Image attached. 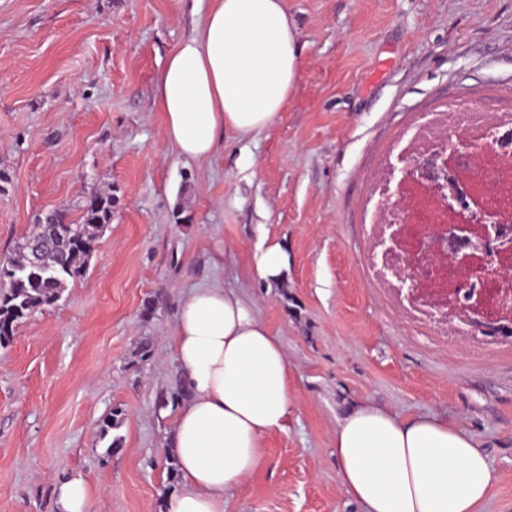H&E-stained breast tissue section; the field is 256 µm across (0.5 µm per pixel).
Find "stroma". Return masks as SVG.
Returning a JSON list of instances; mask_svg holds the SVG:
<instances>
[{
	"label": "stroma",
	"mask_w": 512,
	"mask_h": 512,
	"mask_svg": "<svg viewBox=\"0 0 512 512\" xmlns=\"http://www.w3.org/2000/svg\"><path fill=\"white\" fill-rule=\"evenodd\" d=\"M284 3L300 50L284 112L191 160L163 137L156 84L212 0H0V257L38 216L79 221L100 190L114 202L86 268L0 345V512H57L75 476L89 512H164L182 487L166 448L176 405L157 406L181 388L178 303L214 283L255 303L291 385L284 430L226 512H362L333 454L360 401L469 432L496 475L482 512H512V344L401 318L365 281L360 227L414 113L512 101V0ZM266 238L288 248L277 285L252 262Z\"/></svg>",
	"instance_id": "obj_1"
}]
</instances>
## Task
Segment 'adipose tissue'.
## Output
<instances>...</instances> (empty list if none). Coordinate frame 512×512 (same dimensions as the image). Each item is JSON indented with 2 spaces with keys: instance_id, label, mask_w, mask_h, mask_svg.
Here are the masks:
<instances>
[{
  "instance_id": "1",
  "label": "adipose tissue",
  "mask_w": 512,
  "mask_h": 512,
  "mask_svg": "<svg viewBox=\"0 0 512 512\" xmlns=\"http://www.w3.org/2000/svg\"><path fill=\"white\" fill-rule=\"evenodd\" d=\"M299 77L284 0H215L159 76L163 136L183 157H209L224 130L245 137L271 125ZM174 355L185 398L168 446L182 488L166 512H224L225 492L263 465L264 437L285 427L288 357L251 301L220 285L181 299ZM334 443L340 486L363 512H480L495 480L465 430L371 402L343 412Z\"/></svg>"
}]
</instances>
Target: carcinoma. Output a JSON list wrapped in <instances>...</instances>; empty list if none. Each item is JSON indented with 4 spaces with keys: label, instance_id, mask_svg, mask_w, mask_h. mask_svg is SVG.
Returning <instances> with one entry per match:
<instances>
[{
    "label": "carcinoma",
    "instance_id": "obj_1",
    "mask_svg": "<svg viewBox=\"0 0 512 512\" xmlns=\"http://www.w3.org/2000/svg\"><path fill=\"white\" fill-rule=\"evenodd\" d=\"M112 221V195L94 194L83 205L82 221L65 209L39 218L18 242L14 256L0 260V344L30 312L55 304L67 279L78 275L93 251L100 229Z\"/></svg>",
    "mask_w": 512,
    "mask_h": 512
}]
</instances>
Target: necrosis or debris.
<instances>
[{"label": "necrosis or debris", "mask_w": 512, "mask_h": 512, "mask_svg": "<svg viewBox=\"0 0 512 512\" xmlns=\"http://www.w3.org/2000/svg\"><path fill=\"white\" fill-rule=\"evenodd\" d=\"M437 153L452 161L435 178L418 172L399 185L378 181L366 203L364 227L373 241L365 258L370 278L438 335L448 322V290L460 276L451 257L470 252L473 241L444 233L433 239L426 230L447 224L449 212L469 211L479 186L490 203L506 207L501 223L512 236V107L448 105L424 113L395 139L386 166L393 172L410 157L425 161ZM470 282L482 299L488 334L499 335V311L512 306V267Z\"/></svg>", "instance_id": "4bbe7bcc"}]
</instances>
